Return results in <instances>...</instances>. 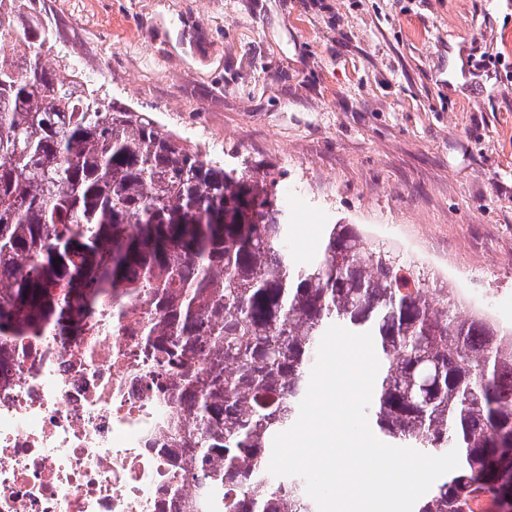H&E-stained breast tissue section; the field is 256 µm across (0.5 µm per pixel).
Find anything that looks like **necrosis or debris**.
I'll return each instance as SVG.
<instances>
[{
    "instance_id": "4bbe7bcc",
    "label": "necrosis or debris",
    "mask_w": 512,
    "mask_h": 512,
    "mask_svg": "<svg viewBox=\"0 0 512 512\" xmlns=\"http://www.w3.org/2000/svg\"><path fill=\"white\" fill-rule=\"evenodd\" d=\"M133 316L0 351V512H193Z\"/></svg>"
}]
</instances>
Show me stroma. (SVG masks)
I'll return each mask as SVG.
<instances>
[{
    "label": "stroma",
    "instance_id": "obj_1",
    "mask_svg": "<svg viewBox=\"0 0 512 512\" xmlns=\"http://www.w3.org/2000/svg\"><path fill=\"white\" fill-rule=\"evenodd\" d=\"M52 57L204 160L280 171L289 253L359 225L512 317V0H39Z\"/></svg>",
    "mask_w": 512,
    "mask_h": 512
}]
</instances>
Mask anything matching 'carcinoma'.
Segmentation results:
<instances>
[{"label":"carcinoma","instance_id":"cac0c4a2","mask_svg":"<svg viewBox=\"0 0 512 512\" xmlns=\"http://www.w3.org/2000/svg\"><path fill=\"white\" fill-rule=\"evenodd\" d=\"M32 2L0 0V349L132 314L153 375H179L169 447L224 491L218 512H318L303 478L269 473L274 437L326 330L370 332V423L405 447L458 450L415 512L512 503L504 331L462 316L448 289L355 224L331 225L296 263L281 174L204 161L149 113L100 98L50 58Z\"/></svg>","mask_w":512,"mask_h":512}]
</instances>
